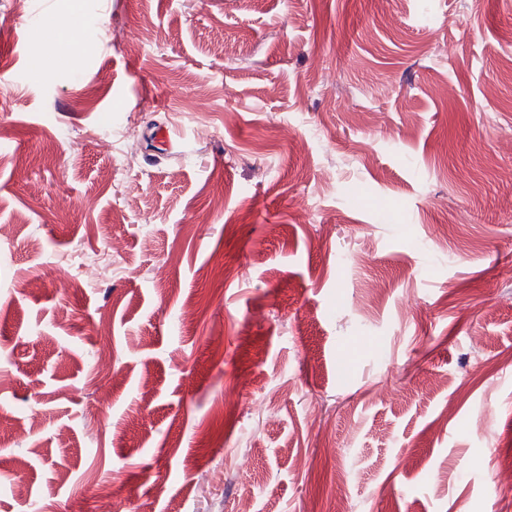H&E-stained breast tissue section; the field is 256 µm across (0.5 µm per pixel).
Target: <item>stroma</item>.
Wrapping results in <instances>:
<instances>
[{
    "label": "stroma",
    "mask_w": 512,
    "mask_h": 512,
    "mask_svg": "<svg viewBox=\"0 0 512 512\" xmlns=\"http://www.w3.org/2000/svg\"><path fill=\"white\" fill-rule=\"evenodd\" d=\"M49 2L0 0V512H512V0Z\"/></svg>",
    "instance_id": "obj_1"
}]
</instances>
